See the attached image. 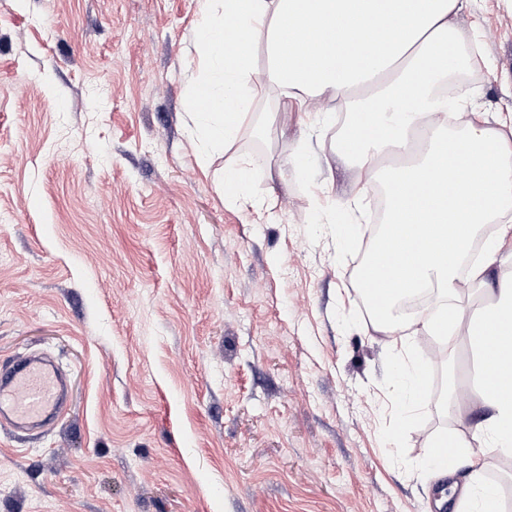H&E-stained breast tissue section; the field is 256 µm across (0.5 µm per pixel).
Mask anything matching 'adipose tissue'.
<instances>
[{"mask_svg":"<svg viewBox=\"0 0 512 512\" xmlns=\"http://www.w3.org/2000/svg\"><path fill=\"white\" fill-rule=\"evenodd\" d=\"M464 0H202V64L191 89L195 121L189 134L202 150L231 146L243 128L258 125L253 103L270 89L281 104L296 106L300 131L316 99L349 98L373 82L384 87L354 113L331 148L338 163L357 164L381 178L389 199L387 226L433 219L428 239L403 251L379 237L377 248L394 256L396 282L389 309L374 315L378 333L403 331L465 342L473 356L466 400L486 415L475 432L433 436L427 465L435 478L453 471L437 449L447 446L480 458L486 449L512 456V139L467 121L448 130V67L456 56L450 33ZM308 29L311 51L294 41ZM374 30L377 49L361 40ZM265 50L267 63L258 65ZM453 151V167L440 165ZM479 291L480 304L465 316L463 298ZM500 383L489 386L490 369Z\"/></svg>","mask_w":512,"mask_h":512,"instance_id":"obj_1","label":"adipose tissue"}]
</instances>
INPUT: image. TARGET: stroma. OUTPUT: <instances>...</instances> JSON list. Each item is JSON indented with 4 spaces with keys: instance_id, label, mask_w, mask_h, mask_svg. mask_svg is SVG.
I'll list each match as a JSON object with an SVG mask.
<instances>
[{
    "instance_id": "obj_1",
    "label": "stroma",
    "mask_w": 512,
    "mask_h": 512,
    "mask_svg": "<svg viewBox=\"0 0 512 512\" xmlns=\"http://www.w3.org/2000/svg\"><path fill=\"white\" fill-rule=\"evenodd\" d=\"M199 21V0H0V365L42 354L69 382L42 430L0 421V512H453L441 489L475 474L512 512V458L426 465L430 436L484 415L444 409L466 344L447 365L418 338L427 398L402 418L362 250L328 214L362 220L333 125L300 137L265 93L287 135L202 160ZM454 33L467 111L511 114L512 0H469ZM242 156L272 205L225 199Z\"/></svg>"
}]
</instances>
